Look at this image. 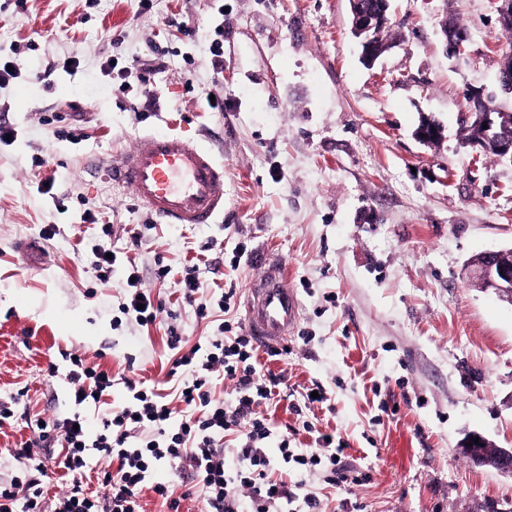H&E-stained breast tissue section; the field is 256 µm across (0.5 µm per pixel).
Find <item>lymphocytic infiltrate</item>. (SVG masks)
I'll return each instance as SVG.
<instances>
[{"mask_svg":"<svg viewBox=\"0 0 512 512\" xmlns=\"http://www.w3.org/2000/svg\"><path fill=\"white\" fill-rule=\"evenodd\" d=\"M199 263L175 271L171 266L158 268L161 282L177 286L183 302L194 306L199 318H206L208 307L197 299ZM162 308L140 282L128 283L119 309L139 326L156 322ZM207 349L191 347L180 352L182 341L177 331H170L167 346L173 350L172 369L178 374L175 396L185 406L179 424H172L173 410L165 394L135 381H127L130 399L126 406L103 417V429L92 433L87 416L76 413L60 419H37L42 440L57 439L63 454L57 463L69 486L44 504L40 475L44 463L35 461L31 445L21 442L11 449V456L22 465L19 475L0 483V512H140L139 493L147 485L150 473L161 464L192 468L198 493L209 512H283L284 505L301 502L308 512H317L319 501L308 491L304 481L288 482L279 472L280 463L293 464L306 474L320 476L324 483L345 491L365 484L368 472L345 461L344 445L329 440L325 431L315 438L319 453L295 452L289 439H281L280 459L266 452L271 435L263 405L273 401L284 383L282 376L266 370L262 357H283L290 347H260L241 326L224 321ZM71 367L67 380L75 395V404H103L116 382L110 369L86 365L84 358L69 353ZM235 384L233 401L215 397L214 380ZM234 434L240 466L236 471L224 467V437ZM95 449L106 465L100 470L103 496L88 495L83 477L89 465L88 449ZM151 485V484H148ZM153 492L179 512L180 501L170 494L168 485L155 483Z\"/></svg>","mask_w":512,"mask_h":512,"instance_id":"lymphocytic-infiltrate-1","label":"lymphocytic infiltrate"}]
</instances>
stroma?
<instances>
[{"instance_id":"1","label":"stroma","mask_w":512,"mask_h":512,"mask_svg":"<svg viewBox=\"0 0 512 512\" xmlns=\"http://www.w3.org/2000/svg\"><path fill=\"white\" fill-rule=\"evenodd\" d=\"M495 2L390 0L389 46L368 65L349 0H0V58L17 71L0 85L10 133L0 140V402L28 393L0 425V482L21 470L8 453L19 442L47 456L35 417L91 412L70 398L62 352L165 386L168 327L190 347L224 318L246 323V289L275 256L301 314L292 355L267 364L290 397L268 409L276 433L266 451L278 456V432L289 428L300 452H317L301 430L307 420L335 433L371 475L348 492L293 470L289 480H306L322 512H512V476L459 448L473 431L512 448V305L463 273L470 256L512 247V163L460 134L470 90L512 104L496 81L512 42ZM449 15L470 32L457 59L441 41ZM161 48L167 67L156 73ZM73 53L80 66L68 74L62 63ZM110 57L131 66L128 89L104 72ZM148 90L159 97L150 113ZM216 90L220 112L207 102ZM65 101L82 116L61 112ZM425 118L444 129L436 143L415 136ZM153 128L181 131L223 160L217 223H158L103 180L102 169ZM88 207L98 223L82 222ZM51 225L54 237L41 239ZM23 239L38 241L41 269L18 253ZM81 243L116 253L108 281ZM195 257L207 260L203 297L235 283L233 310L198 319L157 280L159 265ZM132 261L163 305L146 328L120 319ZM314 384L332 408L297 420L290 405Z\"/></svg>"}]
</instances>
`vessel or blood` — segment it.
Wrapping results in <instances>:
<instances>
[{
	"label": "vessel or blood",
	"instance_id": "1",
	"mask_svg": "<svg viewBox=\"0 0 512 512\" xmlns=\"http://www.w3.org/2000/svg\"><path fill=\"white\" fill-rule=\"evenodd\" d=\"M107 177L165 224H213L224 212L223 162L211 149L172 131L142 134ZM246 307L250 336L267 346L286 344L300 303L277 260H267L250 283Z\"/></svg>",
	"mask_w": 512,
	"mask_h": 512
}]
</instances>
